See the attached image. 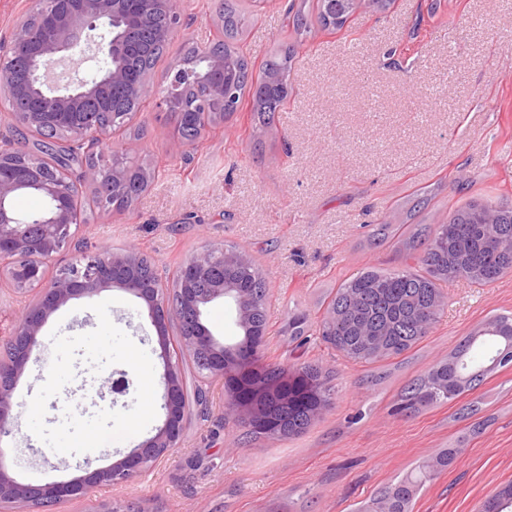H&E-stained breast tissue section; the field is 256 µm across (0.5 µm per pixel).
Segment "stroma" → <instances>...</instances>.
<instances>
[{"label":"stroma","instance_id":"1","mask_svg":"<svg viewBox=\"0 0 512 512\" xmlns=\"http://www.w3.org/2000/svg\"><path fill=\"white\" fill-rule=\"evenodd\" d=\"M288 0H267L243 35L253 66L280 44L294 48V104L254 133L251 98L175 152L174 119L145 100L119 149L150 168L145 192L128 209L89 208L74 246L49 270L68 265L75 246L129 249L172 277L215 245L245 250L270 295L266 364L309 362L334 376L333 406L301 435L249 438L224 416V381L208 386L206 418L191 417L177 448L128 482L89 489L52 512H89L94 503L138 504L155 512H354L358 503L459 442L456 462L428 483L412 512H478L512 484V364L452 403L413 414L399 395L447 358L467 335L512 312V274L487 287L457 280L430 334L404 355L371 365L347 361L320 336L288 340L294 309L317 322L329 295L367 266H402L398 240L377 245L374 224L406 231L443 224L472 202L512 207V0H372L346 26L311 25L298 35ZM220 0H177L182 26L154 77L175 72L188 46L222 27ZM0 275V345L36 299ZM41 348L14 388L19 429L0 438L22 482L84 477L152 437L165 412L146 378H161L158 330L143 302L118 288L71 300L44 326ZM135 364H128L129 352ZM125 373L126 394L100 393ZM485 421L472 434L473 421ZM114 436L109 448L61 455L77 436Z\"/></svg>","mask_w":512,"mask_h":512}]
</instances>
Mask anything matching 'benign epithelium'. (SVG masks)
Returning a JSON list of instances; mask_svg holds the SVG:
<instances>
[{
  "mask_svg": "<svg viewBox=\"0 0 512 512\" xmlns=\"http://www.w3.org/2000/svg\"><path fill=\"white\" fill-rule=\"evenodd\" d=\"M161 13L168 18V29L157 37L166 39L180 24L175 0H32L28 18L20 22L8 45L14 59L26 63L27 69L21 78L12 72L0 77V97L12 104L18 95L32 94L26 109L13 112L16 122L30 132L56 129L77 152L109 135L108 128L95 122L86 108L93 99H100L115 88H124L133 97L150 96L158 109L183 119L187 113L175 97L174 88L192 74L193 62H184L174 74L158 81L139 75L125 62L129 37L141 32L152 15ZM89 43L102 53L105 66L92 77L80 78L61 90L49 89L46 74L56 56L67 52L78 58L81 47ZM206 78L210 95L198 98L196 108L209 115L210 122H220L224 109L236 106L232 85L225 79L224 58L208 57ZM111 164L112 193L129 190L132 162L114 150ZM19 195L45 198L50 206L21 215L14 207ZM79 223L80 214L61 168L48 169L35 162L0 156V268L19 289H39L37 299L23 314L18 330L0 354V436L9 435L18 427L13 390L31 355L40 347L39 336L48 319L69 301L93 296L106 288H119L142 300L159 330L165 359L161 381L165 419L154 436L79 481L42 485L21 482L11 474L0 454V512H18L22 506H36L47 512L62 500L84 496L91 486L131 480L167 457L177 447L185 427L187 396L180 367L183 361L203 368L200 381L205 385L215 379L246 383V393L230 392L225 414L246 423L267 425L261 404L265 390L253 385L256 364L262 362L263 340L246 338L226 346L204 323L210 304L228 301L235 306L237 325L246 327L247 292L224 275L212 277L203 293L194 288L202 277L211 274L215 263L233 267L245 261L247 253L222 247L203 248L179 270V288L173 302L164 282L148 284L141 280L135 252H118L109 246L81 254L73 269L47 280L44 261L71 242L72 228ZM175 311L190 321L192 330L190 335L179 338L173 356L165 320Z\"/></svg>",
  "mask_w": 512,
  "mask_h": 512,
  "instance_id": "1",
  "label": "benign epithelium"
}]
</instances>
